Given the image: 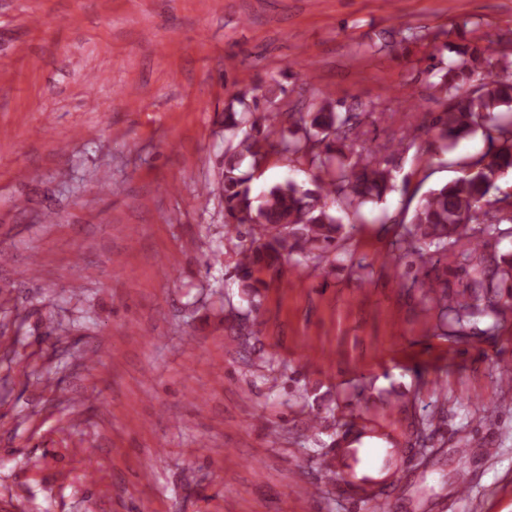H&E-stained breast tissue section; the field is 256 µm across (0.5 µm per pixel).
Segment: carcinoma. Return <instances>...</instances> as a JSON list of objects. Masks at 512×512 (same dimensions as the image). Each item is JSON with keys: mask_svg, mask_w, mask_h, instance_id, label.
<instances>
[{"mask_svg": "<svg viewBox=\"0 0 512 512\" xmlns=\"http://www.w3.org/2000/svg\"><path fill=\"white\" fill-rule=\"evenodd\" d=\"M454 57L433 69L441 111L429 123L406 128L397 140L368 145L360 114L325 97L305 112L273 108L284 88L257 84L224 107V169L219 195L227 235L245 241L234 268L241 300L227 303V318L246 320L258 311L264 276L290 262L321 260L341 253L358 224L396 187L402 155L422 135L435 132L436 149L447 153L462 137L481 134L487 148L461 163L462 175L424 192L396 224L390 256L417 266L402 288H423L441 327L463 331L482 322L494 333L512 310V52L492 45L458 46ZM277 155L309 169V183L288 179L252 195L253 171ZM457 278L448 297V271Z\"/></svg>", "mask_w": 512, "mask_h": 512, "instance_id": "cac0c4a2", "label": "carcinoma"}]
</instances>
